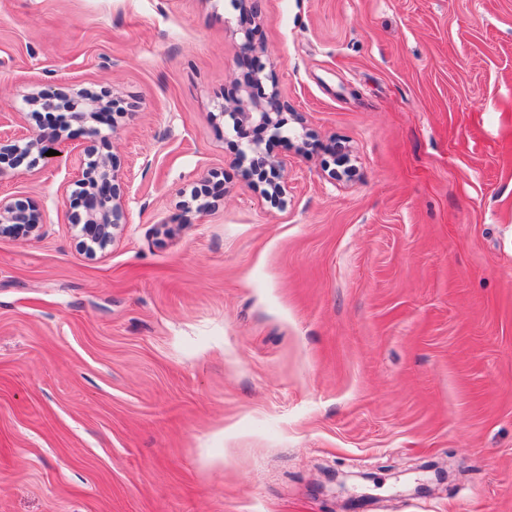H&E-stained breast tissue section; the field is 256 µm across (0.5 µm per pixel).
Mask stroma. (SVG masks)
<instances>
[{
    "instance_id": "1",
    "label": "stroma",
    "mask_w": 512,
    "mask_h": 512,
    "mask_svg": "<svg viewBox=\"0 0 512 512\" xmlns=\"http://www.w3.org/2000/svg\"><path fill=\"white\" fill-rule=\"evenodd\" d=\"M252 3L277 137L224 113L238 0H0V113L110 101L70 140L130 176L93 256L69 148L0 177L45 217L0 234V512H512V0Z\"/></svg>"
}]
</instances>
